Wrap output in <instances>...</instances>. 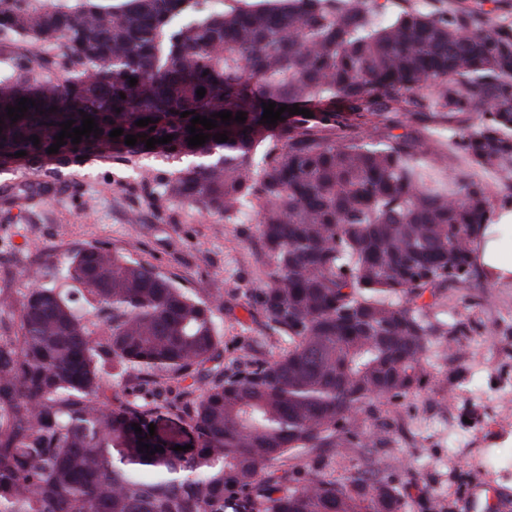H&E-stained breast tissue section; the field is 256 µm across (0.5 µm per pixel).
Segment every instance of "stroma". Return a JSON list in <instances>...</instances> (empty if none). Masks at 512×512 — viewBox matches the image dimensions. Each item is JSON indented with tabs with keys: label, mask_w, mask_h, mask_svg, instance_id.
Wrapping results in <instances>:
<instances>
[{
	"label": "stroma",
	"mask_w": 512,
	"mask_h": 512,
	"mask_svg": "<svg viewBox=\"0 0 512 512\" xmlns=\"http://www.w3.org/2000/svg\"><path fill=\"white\" fill-rule=\"evenodd\" d=\"M409 4L451 5L512 25V0H387L386 11ZM171 166L170 159L149 155L131 169L101 153L1 169L0 333L14 334L9 312L44 281L53 262L102 244L150 264L186 291L202 288L223 300L218 322L226 357L243 348L269 356L272 348L248 312V293L263 287L265 277L247 225L153 202L141 173ZM43 181L54 184L49 194L10 201L14 186ZM438 309L447 321L469 323L471 355L434 344L424 388L402 405L381 404L400 427L387 453L392 465L407 464L418 485L430 489L415 496L411 512H512V395L502 387L512 374V326L500 324L512 314V285L445 288ZM492 408L499 418H489Z\"/></svg>",
	"instance_id": "35a3bbf8"
}]
</instances>
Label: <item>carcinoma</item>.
<instances>
[{
    "label": "carcinoma",
    "instance_id": "cac0c4a2",
    "mask_svg": "<svg viewBox=\"0 0 512 512\" xmlns=\"http://www.w3.org/2000/svg\"><path fill=\"white\" fill-rule=\"evenodd\" d=\"M237 2L0 0V49L28 47L0 66V161L48 156L86 115L102 133L57 158L110 145L127 165L179 162L150 176L154 199L253 225L266 282L251 306L280 344L225 360L223 302L104 245L52 265L0 336V512L412 508L410 481L386 474L395 429L378 405L423 387L435 339L471 332L436 299L482 287L473 237L512 201L467 174L512 189V27L412 6L386 19L379 0ZM22 98L35 106L13 123ZM269 102L313 117L262 124ZM224 110L246 121L198 124L209 139L189 146L194 116ZM432 127L464 164L451 179ZM162 409L195 432L189 455L131 443L130 422Z\"/></svg>",
    "mask_w": 512,
    "mask_h": 512
}]
</instances>
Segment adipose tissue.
I'll return each mask as SVG.
<instances>
[{"label":"adipose tissue","instance_id":"1","mask_svg":"<svg viewBox=\"0 0 512 512\" xmlns=\"http://www.w3.org/2000/svg\"><path fill=\"white\" fill-rule=\"evenodd\" d=\"M472 261L484 280L512 283L511 203H497L493 222L480 225L474 237Z\"/></svg>","mask_w":512,"mask_h":512}]
</instances>
